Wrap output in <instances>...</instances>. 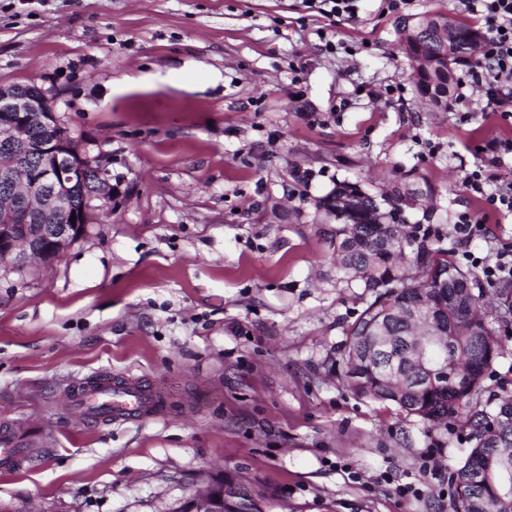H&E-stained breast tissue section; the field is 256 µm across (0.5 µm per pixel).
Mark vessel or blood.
<instances>
[{
	"label": "vessel or blood",
	"mask_w": 512,
	"mask_h": 512,
	"mask_svg": "<svg viewBox=\"0 0 512 512\" xmlns=\"http://www.w3.org/2000/svg\"><path fill=\"white\" fill-rule=\"evenodd\" d=\"M70 407L85 420L103 418L127 421L162 415L166 397L153 385L139 378L97 371L74 383L67 390ZM29 460L27 448L17 440L14 431L0 429V470L11 472Z\"/></svg>",
	"instance_id": "obj_1"
}]
</instances>
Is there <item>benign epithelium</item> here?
<instances>
[{"label":"benign epithelium","mask_w":512,"mask_h":512,"mask_svg":"<svg viewBox=\"0 0 512 512\" xmlns=\"http://www.w3.org/2000/svg\"><path fill=\"white\" fill-rule=\"evenodd\" d=\"M45 113L53 127L57 120L54 102L47 94L28 99L0 86V138L22 142L28 151V162L16 167L12 162L0 163V184H21V190L11 200L0 204V267L22 270L33 259L50 260L42 249L60 254L71 240L82 236L94 210L112 209L117 197L108 171L97 172L95 191H82L79 203L70 200V186L84 181L85 163L90 159L87 148L56 134L28 141L25 129L29 113ZM50 213L65 218L63 224H43L41 217ZM487 482L495 487L497 504L505 505L502 512H512V473L503 464L486 473ZM184 512H224V487L205 489L192 496L183 506Z\"/></svg>","instance_id":"obj_1"}]
</instances>
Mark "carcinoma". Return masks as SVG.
Listing matches in <instances>:
<instances>
[{
  "instance_id": "1",
  "label": "carcinoma",
  "mask_w": 512,
  "mask_h": 512,
  "mask_svg": "<svg viewBox=\"0 0 512 512\" xmlns=\"http://www.w3.org/2000/svg\"><path fill=\"white\" fill-rule=\"evenodd\" d=\"M457 37L451 50L432 38L404 37L399 50L406 57L419 53L433 57L429 71L414 76L417 93L435 106L448 107L451 65L475 55L479 38L469 24L456 21ZM398 206V200H380L358 184L341 182L320 203L325 217L336 218L327 236L336 256V268L346 283L358 281L369 297L358 318L346 329L343 362L353 392L362 398L396 406L400 412L437 426L453 421L469 429L470 448L451 471V481L464 486L455 512H494L493 489L478 480L497 448H512V397L487 394L486 374L495 359L512 354L485 320L486 295L481 276L453 259L466 245L458 228L452 233L434 224H381L379 217ZM448 248L426 251V245L448 236ZM411 248L403 258L395 248L397 237ZM418 304L435 310L439 329L450 334L448 343L429 349L428 363L413 357V331L406 311Z\"/></svg>"
}]
</instances>
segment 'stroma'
<instances>
[{
    "label": "stroma",
    "mask_w": 512,
    "mask_h": 512,
    "mask_svg": "<svg viewBox=\"0 0 512 512\" xmlns=\"http://www.w3.org/2000/svg\"><path fill=\"white\" fill-rule=\"evenodd\" d=\"M428 12L462 15L360 0L329 26L300 0H0V85L52 93L122 181L57 258L0 270V422L49 438L0 471V512H177L218 482L242 512H454L468 431L349 389L364 303L317 221L342 181L399 196L412 224L484 210L461 167L512 126L418 95L397 23ZM101 369L152 382L167 415L81 419L64 388Z\"/></svg>",
    "instance_id": "1"
}]
</instances>
